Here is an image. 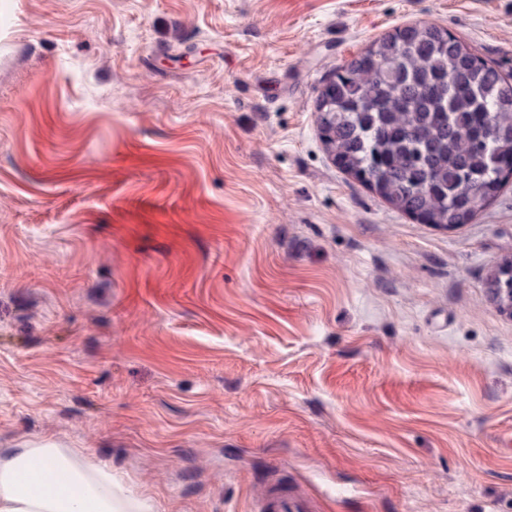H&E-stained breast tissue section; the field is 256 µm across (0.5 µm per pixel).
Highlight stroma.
<instances>
[{
  "label": "stroma",
  "mask_w": 512,
  "mask_h": 512,
  "mask_svg": "<svg viewBox=\"0 0 512 512\" xmlns=\"http://www.w3.org/2000/svg\"><path fill=\"white\" fill-rule=\"evenodd\" d=\"M435 22L512 74V0H0V448L154 512H512V183L422 224L336 167V67ZM311 501L304 496L288 491L279 485H272L264 492L256 512H312Z\"/></svg>",
  "instance_id": "obj_1"
}]
</instances>
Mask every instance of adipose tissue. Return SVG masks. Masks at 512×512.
Listing matches in <instances>:
<instances>
[{
    "instance_id": "adipose-tissue-1",
    "label": "adipose tissue",
    "mask_w": 512,
    "mask_h": 512,
    "mask_svg": "<svg viewBox=\"0 0 512 512\" xmlns=\"http://www.w3.org/2000/svg\"><path fill=\"white\" fill-rule=\"evenodd\" d=\"M0 512H153L112 476L93 451L52 441L0 454Z\"/></svg>"
}]
</instances>
